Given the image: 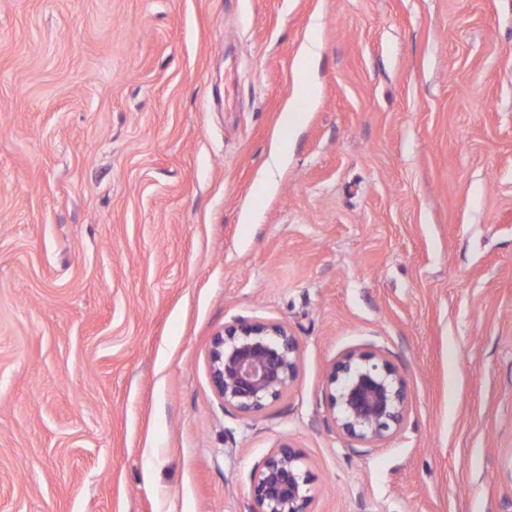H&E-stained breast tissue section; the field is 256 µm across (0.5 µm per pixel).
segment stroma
<instances>
[{
	"label": "stroma",
	"instance_id": "1",
	"mask_svg": "<svg viewBox=\"0 0 512 512\" xmlns=\"http://www.w3.org/2000/svg\"><path fill=\"white\" fill-rule=\"evenodd\" d=\"M242 320L300 344L252 419ZM350 349L408 387L376 448ZM282 445L309 512H512V0H0V512H250ZM209 366L225 410L253 416L295 381L299 345L283 324L243 321L213 337ZM330 406L338 429L366 448L393 437L408 411L403 377L383 354L349 350L332 365Z\"/></svg>",
	"mask_w": 512,
	"mask_h": 512
}]
</instances>
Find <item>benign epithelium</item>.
Wrapping results in <instances>:
<instances>
[{"label": "benign epithelium", "instance_id": "obj_1", "mask_svg": "<svg viewBox=\"0 0 512 512\" xmlns=\"http://www.w3.org/2000/svg\"><path fill=\"white\" fill-rule=\"evenodd\" d=\"M211 379L224 409L253 416L281 398L299 369L297 339L283 324L239 322L216 334ZM332 417L350 440L366 447L393 437L408 411L403 377L383 354L349 350L332 365ZM310 477L290 446L272 449L252 477L250 512H308Z\"/></svg>", "mask_w": 512, "mask_h": 512}]
</instances>
